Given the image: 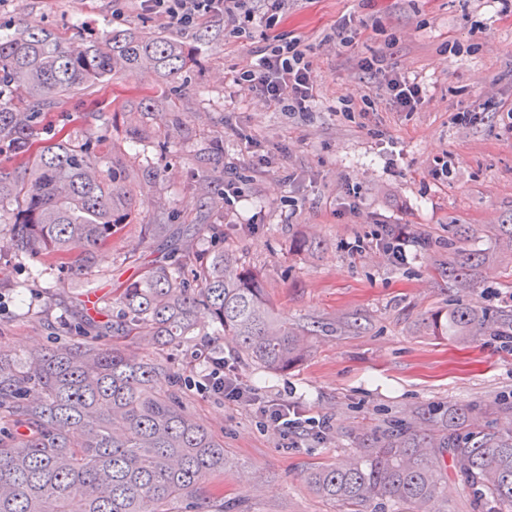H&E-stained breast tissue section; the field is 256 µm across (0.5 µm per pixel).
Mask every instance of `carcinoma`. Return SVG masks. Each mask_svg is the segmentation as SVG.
<instances>
[{"mask_svg": "<svg viewBox=\"0 0 512 512\" xmlns=\"http://www.w3.org/2000/svg\"><path fill=\"white\" fill-rule=\"evenodd\" d=\"M193 61L186 43L138 30L80 42L50 30L0 36V153L18 159L0 167V204H17L9 250L47 257L80 275L135 210L133 181L119 158L102 164L99 140L37 144L43 118L57 99L105 84L127 69L173 79ZM448 239V281L465 290L484 253ZM121 319L112 332L160 346L191 335L197 311L208 309L224 336L251 362L286 371L306 353L304 334L279 323L251 271L224 250L192 280L181 265L153 264L116 289ZM107 323L88 314L61 345L18 355L0 347V411L15 432L0 434V512H224L211 491L224 474V442L197 422L175 393L153 387L162 360H143L99 343ZM434 336H497L512 313L497 315L456 303L428 323ZM442 436L420 439L400 422L381 444L343 465L308 472L321 497L353 512L380 501L398 512L438 499L439 457L452 455L479 488L483 512H512V428H465V409L433 417Z\"/></svg>", "mask_w": 512, "mask_h": 512, "instance_id": "1", "label": "carcinoma"}]
</instances>
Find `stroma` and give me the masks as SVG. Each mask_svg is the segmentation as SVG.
Returning <instances> with one entry per match:
<instances>
[{"mask_svg":"<svg viewBox=\"0 0 512 512\" xmlns=\"http://www.w3.org/2000/svg\"><path fill=\"white\" fill-rule=\"evenodd\" d=\"M344 15L354 19L352 44H325ZM18 28L83 41L138 29L190 44L194 62L173 80L123 72L47 112L39 142L92 135L101 156L123 159L136 214L78 278L46 258L0 252V345L25 353L65 340L94 290L104 291L105 313L119 320L112 292L120 283L174 262L178 249L188 250L183 270L192 276L221 248L258 276L279 321L310 329L299 364L258 369L204 311L191 336L164 348L108 329L103 341L171 367L157 389L177 388L224 442V474L213 485L226 505L347 512L316 494L306 473L358 457L362 440L394 419L429 434L425 412L461 405L472 430L512 427V414L494 409L512 399V345L485 333L459 342L424 328L430 314L459 301L491 314L512 309V260L496 256L491 230L512 222V17L498 0H289L281 28L304 37L317 66L319 100L307 114L281 111L237 85L238 70L263 44L266 30L257 25L236 38L225 35L223 19L186 31L142 14L137 0H0V34ZM378 52L424 83L417 111L393 110L377 84L369 101L343 105L359 86L358 60ZM141 95L155 100L153 111H114L113 101ZM253 152L269 157L265 171L249 165ZM442 159L448 175L439 179L433 171ZM228 165L240 176L234 204L224 199ZM349 185L359 193L354 212ZM151 224L169 225L168 236H149ZM460 224L469 228L466 248L491 256L465 291L437 272ZM397 228L410 241L403 264L383 248L387 230ZM298 237L316 250L296 252ZM212 356L261 400L298 406L328 430L291 440L267 428L255 407L203 390ZM440 492L452 512H480L455 464L443 468Z\"/></svg>","mask_w":512,"mask_h":512,"instance_id":"1","label":"stroma"}]
</instances>
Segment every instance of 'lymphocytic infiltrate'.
Instances as JSON below:
<instances>
[{"label": "lymphocytic infiltrate", "mask_w": 512, "mask_h": 512, "mask_svg": "<svg viewBox=\"0 0 512 512\" xmlns=\"http://www.w3.org/2000/svg\"><path fill=\"white\" fill-rule=\"evenodd\" d=\"M143 14L168 17L192 29L215 16L224 27L238 33L258 23L269 29L264 46L254 62L242 67L236 82L263 101L285 112H311L317 101L316 68L310 47L301 37L278 32L288 0H262L255 10L251 0H139ZM360 69L370 78L382 80L393 105L403 112L416 111L426 100V89L417 79L397 76L386 55L363 59Z\"/></svg>", "instance_id": "1"}]
</instances>
